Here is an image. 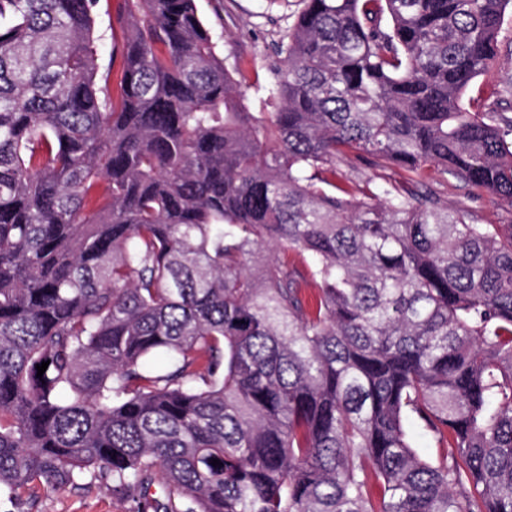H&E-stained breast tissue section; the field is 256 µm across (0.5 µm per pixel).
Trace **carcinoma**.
Here are the masks:
<instances>
[{
    "label": "carcinoma",
    "mask_w": 512,
    "mask_h": 512,
    "mask_svg": "<svg viewBox=\"0 0 512 512\" xmlns=\"http://www.w3.org/2000/svg\"><path fill=\"white\" fill-rule=\"evenodd\" d=\"M98 2L0 0V502L512 512V224L424 189L512 206V118L463 106L512 0H302L275 112L196 0H126L113 101ZM375 169L359 164L355 161L343 160L336 162V174L332 180L336 184L350 185L352 182L364 180L366 177L372 176ZM376 172H379L378 170ZM426 186L449 208L467 216L474 224H512V209L487 195H477L459 179L432 171ZM134 506L132 498L117 500L105 485L94 483L59 492L25 489L13 504H2L0 512H134Z\"/></svg>",
    "instance_id": "obj_1"
}]
</instances>
